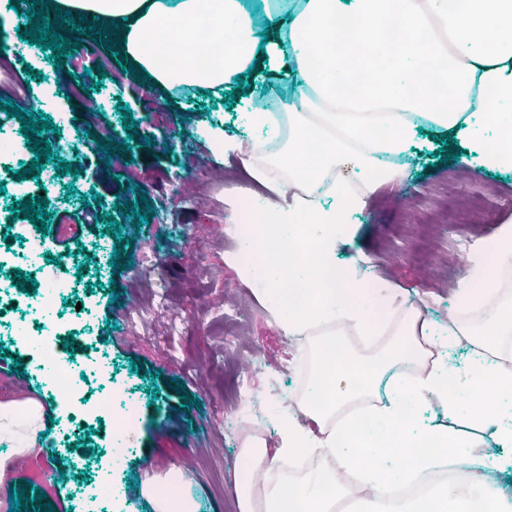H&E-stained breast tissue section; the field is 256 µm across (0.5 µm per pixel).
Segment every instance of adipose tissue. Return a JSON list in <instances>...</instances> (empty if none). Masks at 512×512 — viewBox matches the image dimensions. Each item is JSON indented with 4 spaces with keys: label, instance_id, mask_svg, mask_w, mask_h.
Returning a JSON list of instances; mask_svg holds the SVG:
<instances>
[{
    "label": "adipose tissue",
    "instance_id": "obj_1",
    "mask_svg": "<svg viewBox=\"0 0 512 512\" xmlns=\"http://www.w3.org/2000/svg\"><path fill=\"white\" fill-rule=\"evenodd\" d=\"M280 0H56L59 9L112 23V40L135 68L165 88L208 89L251 69L255 59H288L297 92V121L284 153L299 188L334 174L325 192L276 201L253 198L255 219L269 242L263 291L276 301L274 318L289 336H315L314 373L300 401L302 418L281 415L275 448L248 444L253 468L298 454L326 457L329 468L299 485L241 481L240 512H331L347 487L338 470L354 472L371 492L359 512H383L389 487L405 483L447 455L460 465V484L486 485L496 461L447 426L423 424L425 410L493 428L512 446V370L486 352L467 366H425L437 332L420 310L393 294L367 302L355 264L339 265L363 198L336 170L352 158L366 189L402 179L389 160L403 155L420 122L450 131L479 174L512 172V0H297L283 20ZM272 34L260 40L257 13ZM392 26V41L370 34ZM368 53H359L363 41ZM498 291L486 261L467 269L457 297L461 311L485 307ZM385 336L372 356L350 351L347 336ZM35 400L0 404V441L19 455L40 444Z\"/></svg>",
    "mask_w": 512,
    "mask_h": 512
}]
</instances>
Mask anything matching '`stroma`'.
I'll return each mask as SVG.
<instances>
[{"label":"stroma","instance_id":"1","mask_svg":"<svg viewBox=\"0 0 512 512\" xmlns=\"http://www.w3.org/2000/svg\"><path fill=\"white\" fill-rule=\"evenodd\" d=\"M64 63L60 71L48 54L8 56L0 67V98L23 107L43 97L46 73L56 85L69 83L74 74L102 84L106 111L64 96L46 109L50 116L78 114L82 148L78 155L59 150L62 159L78 162L79 171L64 174L52 190L51 255L62 262L70 282L57 315L69 324L74 344L59 348L58 357L85 376V400L112 388L113 412L134 405L138 426L129 449L117 456L111 452L108 417L83 415L67 434L49 433L26 467L10 471L7 484L0 485V512H10V485L28 482L43 490L56 512H155L142 489L171 471L180 474L196 512H238L235 487L243 449L224 431L225 419L235 415L233 375L224 363L259 358L253 389L267 401L272 386L292 390L289 370L303 360L307 345L277 327L248 281L238 276L230 260L233 246L224 240L225 217L242 197L264 188L240 154L215 159L208 133L220 127L239 135L249 99L240 93L232 99L223 93L165 95L149 81L136 80L134 72L122 71L108 50L88 38ZM121 104L133 112L135 134L124 127ZM105 137L116 147L107 163L95 156ZM439 148L438 140L415 135L398 161L402 182L365 197L361 218L339 253L343 261L367 263L379 282L400 289L403 300L444 323L463 282L448 262V241L467 237L474 258L486 240L502 238L512 228V173L475 175L467 151L453 159L439 156ZM463 192L481 197L482 207L457 226H436L432 248L422 250L408 224L448 208ZM144 197L154 214L141 225L129 210ZM88 213L96 217L90 226L83 223ZM109 217L119 219L121 249L132 256L114 272L90 260L107 236ZM228 290L246 295L253 310L235 342L224 339ZM12 296L0 319V356L10 352L19 358L27 384L0 382V403L32 397L50 404L53 383L39 366L37 348L15 340L28 312L21 290L13 289ZM133 304L144 314L137 324L125 320ZM108 478L117 496L103 508L91 493Z\"/></svg>","mask_w":512,"mask_h":512}]
</instances>
